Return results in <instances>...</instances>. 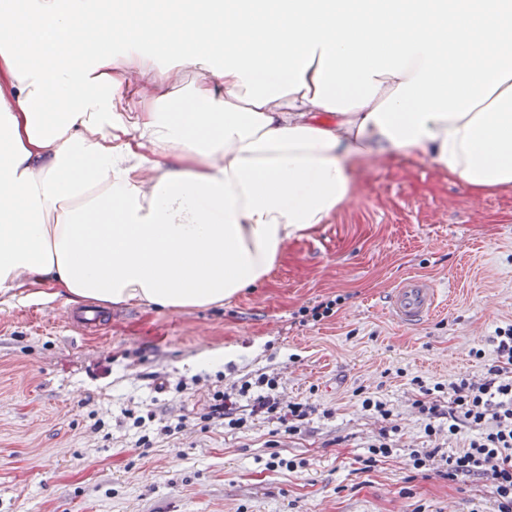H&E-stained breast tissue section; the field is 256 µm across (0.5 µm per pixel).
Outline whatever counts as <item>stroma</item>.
I'll use <instances>...</instances> for the list:
<instances>
[{
	"instance_id": "obj_1",
	"label": "stroma",
	"mask_w": 512,
	"mask_h": 512,
	"mask_svg": "<svg viewBox=\"0 0 512 512\" xmlns=\"http://www.w3.org/2000/svg\"><path fill=\"white\" fill-rule=\"evenodd\" d=\"M351 179L330 223L224 306H115L87 333L60 300L0 309V512H490L489 483L410 469L411 450L458 447L447 428L425 434L411 380L482 376L472 350L492 352L512 324V191L477 199L406 158L359 160ZM411 276L441 305L405 327L388 300ZM338 295L333 316L303 322L301 308ZM210 347L230 354L195 365ZM262 374L281 402L314 405L300 434L251 415L245 397L242 425L208 419L214 393ZM365 394L394 427L368 471L383 421Z\"/></svg>"
}]
</instances>
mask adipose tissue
<instances>
[{"label":"adipose tissue","mask_w":512,"mask_h":512,"mask_svg":"<svg viewBox=\"0 0 512 512\" xmlns=\"http://www.w3.org/2000/svg\"><path fill=\"white\" fill-rule=\"evenodd\" d=\"M369 156L512 191V0L0 6L2 305H223Z\"/></svg>","instance_id":"adipose-tissue-1"}]
</instances>
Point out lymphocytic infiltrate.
Listing matches in <instances>:
<instances>
[{"instance_id": "f902f5d3", "label": "lymphocytic infiltrate", "mask_w": 512, "mask_h": 512, "mask_svg": "<svg viewBox=\"0 0 512 512\" xmlns=\"http://www.w3.org/2000/svg\"><path fill=\"white\" fill-rule=\"evenodd\" d=\"M495 356L486 364L482 379L461 376L449 385L427 386L413 378L418 388L414 405L422 416L427 435H435L436 420L447 419L449 435L468 432L466 447L445 452L434 447L412 451V469H432L451 481L480 479L493 489L492 512H512V325L495 331ZM259 394H251V387ZM276 379L258 377L255 384H242L238 393L218 392L208 413L212 419H226L237 410L238 397L251 396V411L279 420L286 432L297 434L314 410L309 402L281 404L275 397Z\"/></svg>"}]
</instances>
